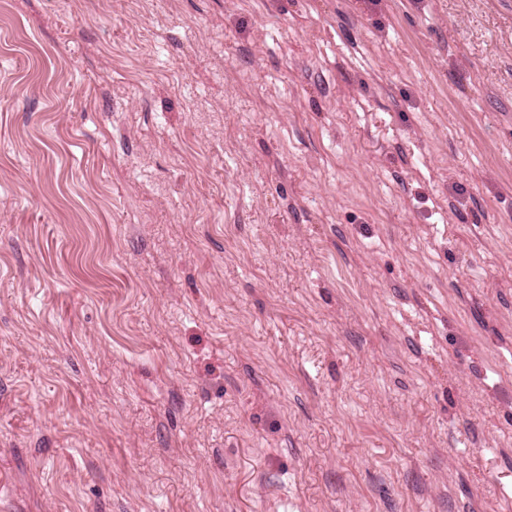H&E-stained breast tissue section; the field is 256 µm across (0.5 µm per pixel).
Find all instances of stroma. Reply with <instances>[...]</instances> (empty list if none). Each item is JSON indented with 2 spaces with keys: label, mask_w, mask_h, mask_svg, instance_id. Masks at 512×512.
I'll use <instances>...</instances> for the list:
<instances>
[{
  "label": "stroma",
  "mask_w": 512,
  "mask_h": 512,
  "mask_svg": "<svg viewBox=\"0 0 512 512\" xmlns=\"http://www.w3.org/2000/svg\"><path fill=\"white\" fill-rule=\"evenodd\" d=\"M0 512H512V0H0Z\"/></svg>",
  "instance_id": "35a3bbf8"
}]
</instances>
